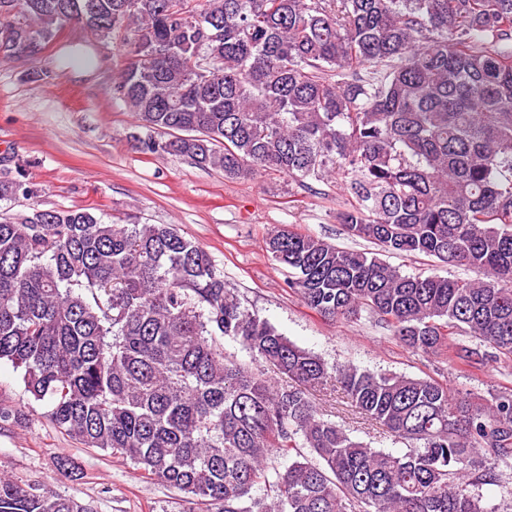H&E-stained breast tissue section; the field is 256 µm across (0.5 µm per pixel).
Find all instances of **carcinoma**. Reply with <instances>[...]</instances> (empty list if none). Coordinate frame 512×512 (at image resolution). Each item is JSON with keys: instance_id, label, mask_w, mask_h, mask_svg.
<instances>
[{"instance_id": "1", "label": "carcinoma", "mask_w": 512, "mask_h": 512, "mask_svg": "<svg viewBox=\"0 0 512 512\" xmlns=\"http://www.w3.org/2000/svg\"><path fill=\"white\" fill-rule=\"evenodd\" d=\"M89 3L91 33L127 37L115 89L146 150L228 179L342 175V230L375 250L266 239L304 304L373 314L463 373L512 365V0H0V29L38 46ZM30 193L20 165L0 179V200ZM391 255L480 278L406 274ZM1 360L65 436L208 512H499L480 489L512 474L511 388L330 366L244 307L174 224L0 217ZM337 388L406 450L324 418L314 394ZM0 512L96 510L0 473Z\"/></svg>"}]
</instances>
